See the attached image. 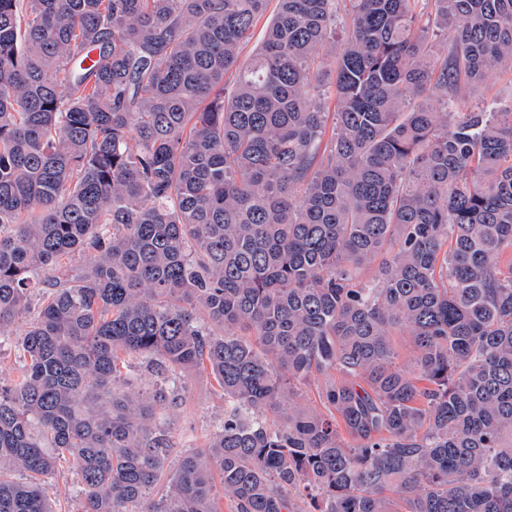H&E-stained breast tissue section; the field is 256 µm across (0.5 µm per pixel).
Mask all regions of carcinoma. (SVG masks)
<instances>
[{"label":"carcinoma","mask_w":512,"mask_h":512,"mask_svg":"<svg viewBox=\"0 0 512 512\" xmlns=\"http://www.w3.org/2000/svg\"><path fill=\"white\" fill-rule=\"evenodd\" d=\"M269 2L0 0V512H512V0ZM482 100L492 101L503 109L508 108L512 103V76H493L485 87L471 91L462 99L461 109L467 111ZM161 382V377L151 372L139 358H125L120 372V383L118 384L132 386L141 390H149L160 385ZM177 394V407L169 413L164 410L173 444L166 460L171 472L182 454L203 448L224 421V395L209 371L194 373L178 386ZM79 489L76 471L65 463L46 481V493L57 512H77L80 503Z\"/></svg>","instance_id":"carcinoma-1"}]
</instances>
